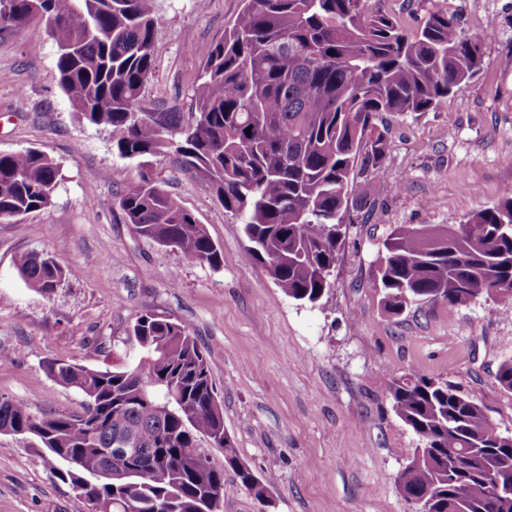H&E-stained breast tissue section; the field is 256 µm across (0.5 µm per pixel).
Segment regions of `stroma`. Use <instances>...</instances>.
I'll return each instance as SVG.
<instances>
[{"label":"stroma","mask_w":512,"mask_h":512,"mask_svg":"<svg viewBox=\"0 0 512 512\" xmlns=\"http://www.w3.org/2000/svg\"><path fill=\"white\" fill-rule=\"evenodd\" d=\"M404 22L454 14L483 39L484 63L462 92L431 112L380 113L390 149L381 178L399 182L347 228L334 285L318 304L284 296L246 254L238 217L210 187L170 162L154 165L178 203L204 224L224 264L183 262L135 233L119 198L135 162L109 129L74 112L58 84L57 46L40 18L0 36V151L36 148L60 166L51 205L0 223V396L44 410L80 411L82 398L48 378L46 360L128 367L130 328L155 310L186 323L209 364L238 456L266 487L257 500L224 453L198 438L224 471L219 512H412L398 476L420 441L392 409L387 383L412 374L454 383L512 433V392L494 380L512 359V302L485 297L385 313L373 269L398 226L458 225L512 190V0H389ZM241 0H155L163 23L142 107L192 109L200 64ZM49 253L67 271L45 298L17 275L23 251ZM36 445L0 434V512H88Z\"/></svg>","instance_id":"35a3bbf8"}]
</instances>
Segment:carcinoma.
I'll return each instance as SVG.
<instances>
[{
    "mask_svg": "<svg viewBox=\"0 0 512 512\" xmlns=\"http://www.w3.org/2000/svg\"><path fill=\"white\" fill-rule=\"evenodd\" d=\"M241 2L200 66L188 114L141 106L161 27L154 0H0V35L45 21L70 106L110 128L112 149L138 161L120 207L139 236L191 264L224 263L204 225L151 172V159L174 155L241 219L249 258L281 292L316 304L332 287L351 212L393 192L380 181L389 141L377 114L429 112L468 87L482 41L441 9L409 30L386 0ZM59 176L43 151H0V222L47 208ZM432 233L398 226L383 242L374 283L386 313L436 293L450 307L481 295L512 299V191L434 241ZM15 267L48 299L66 279L44 251L22 253ZM132 331L140 347L132 368L46 362L50 378L83 395L82 413L0 397V434L35 438L59 463L56 477L102 512H218L224 471L196 447L200 435L262 498L188 326L148 311ZM495 379L512 392V359ZM389 390L395 414L423 443L399 474L405 498L426 497V512H512V434L481 403L446 381L406 374L391 377ZM131 440L133 459L116 463L111 449Z\"/></svg>",
    "mask_w": 512,
    "mask_h": 512,
    "instance_id": "obj_1",
    "label": "carcinoma"
}]
</instances>
